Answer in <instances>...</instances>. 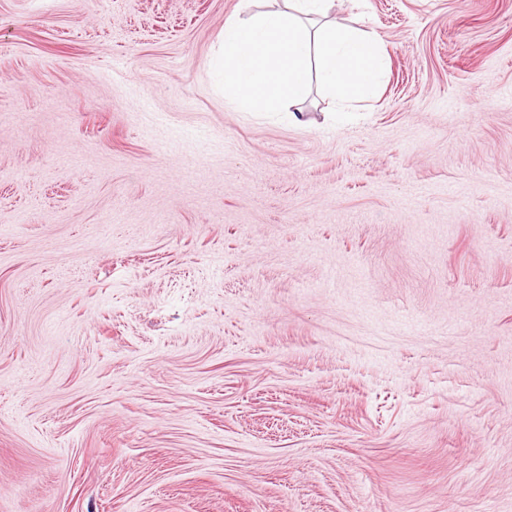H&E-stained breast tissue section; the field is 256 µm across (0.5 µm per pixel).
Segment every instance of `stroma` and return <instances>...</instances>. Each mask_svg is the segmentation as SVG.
Returning <instances> with one entry per match:
<instances>
[{"label":"stroma","mask_w":512,"mask_h":512,"mask_svg":"<svg viewBox=\"0 0 512 512\" xmlns=\"http://www.w3.org/2000/svg\"><path fill=\"white\" fill-rule=\"evenodd\" d=\"M239 10L0 0V512H512V0H338L298 125ZM334 0H281L246 19L226 21L218 35L217 69L224 98L246 112H288L309 96L318 78L332 99L349 102L378 91L386 62L374 40L357 28L325 22Z\"/></svg>","instance_id":"35a3bbf8"}]
</instances>
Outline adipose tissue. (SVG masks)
Returning a JSON list of instances; mask_svg holds the SVG:
<instances>
[{
    "instance_id": "ef3b65f1",
    "label": "adipose tissue",
    "mask_w": 512,
    "mask_h": 512,
    "mask_svg": "<svg viewBox=\"0 0 512 512\" xmlns=\"http://www.w3.org/2000/svg\"><path fill=\"white\" fill-rule=\"evenodd\" d=\"M333 2L281 0L225 22L217 60L225 99L248 112H282L308 98L314 78L335 100L374 96L385 59L365 31L328 22Z\"/></svg>"
}]
</instances>
